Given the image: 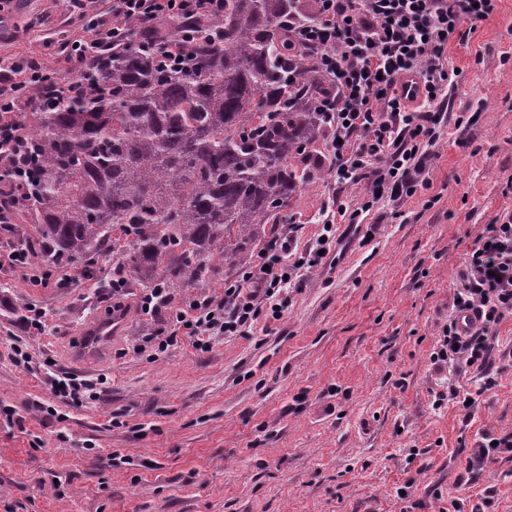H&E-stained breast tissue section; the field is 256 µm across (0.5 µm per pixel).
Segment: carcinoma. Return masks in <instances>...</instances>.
Instances as JSON below:
<instances>
[{"mask_svg":"<svg viewBox=\"0 0 512 512\" xmlns=\"http://www.w3.org/2000/svg\"><path fill=\"white\" fill-rule=\"evenodd\" d=\"M296 0H224L200 23L137 28L112 50L99 89L59 97L19 125L35 148L27 186L37 244L88 267L102 254L145 288H201L250 262V243L285 223L327 131L328 73L290 46ZM200 37L190 65L155 47ZM196 31H192V29H183L180 33V47L179 48H171L167 45H163L162 49L160 46L156 49L159 51V58H162L167 63L173 64H185V55L182 53L184 48H186L189 44H191L197 38ZM181 56V58H179ZM179 59V61H177Z\"/></svg>","mask_w":512,"mask_h":512,"instance_id":"cac0c4a2","label":"carcinoma"}]
</instances>
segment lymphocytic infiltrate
I'll return each instance as SVG.
<instances>
[{
  "mask_svg": "<svg viewBox=\"0 0 512 512\" xmlns=\"http://www.w3.org/2000/svg\"><path fill=\"white\" fill-rule=\"evenodd\" d=\"M95 3L72 0L74 12L89 17L92 36L76 37L64 47L65 74L57 83L48 84L43 65L33 58L9 59L0 71V167L8 168L10 179L0 188V224L12 223L25 207L24 182L35 169L23 131L12 118L22 107L19 88L36 91L41 105L49 106L60 96L82 91L136 26L184 16L212 20L224 11V0H112L103 14ZM494 9V0H315L312 15L289 18L292 40L331 77L322 103L328 115L329 172L342 186H363L364 199L353 209L328 204L329 218L319 238L303 248L299 225H283L261 262L225 279L220 296L176 306L167 289H146L140 297L142 312L171 308L172 327L168 334L144 337V346L159 355L185 336L203 350L217 337L251 335L260 319H281L289 289L303 287L322 266L336 221L361 224L381 200L410 197L429 187V148L445 120L431 106L444 102L455 84L446 66L448 43L461 22H481ZM410 76L424 86L416 106L398 94L399 80ZM453 302L456 311L478 313L480 323L465 335L455 322L444 325L431 361L438 367L476 368L484 373L486 387H493L492 331L512 316V214L486 225L467 255ZM48 381L62 402L78 404L97 400L105 379L52 372Z\"/></svg>",
  "mask_w": 512,
  "mask_h": 512,
  "instance_id": "f902f5d3",
  "label": "lymphocytic infiltrate"
}]
</instances>
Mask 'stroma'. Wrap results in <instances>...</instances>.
I'll use <instances>...</instances> for the list:
<instances>
[{"mask_svg": "<svg viewBox=\"0 0 512 512\" xmlns=\"http://www.w3.org/2000/svg\"><path fill=\"white\" fill-rule=\"evenodd\" d=\"M495 5L448 45L457 78L430 189L381 201L363 224L337 222L323 266L253 335L135 353V339L170 322L140 315L133 288L123 332L79 365L76 341L112 308L111 259L91 279L65 264L64 288L0 269V512H445L475 495L512 512V456L466 468L480 433L512 432V316L494 331L491 390L476 369L438 370L430 359L467 253L485 225L512 213V0ZM82 32L70 0H13L0 59L23 54L54 70ZM332 197L363 200L326 174L297 190L289 215L300 244L320 233ZM31 305L44 310L45 330L28 337ZM14 334L27 365L10 359ZM48 359L107 376L99 400L61 404ZM451 386L475 398L471 413L435 406Z\"/></svg>", "mask_w": 512, "mask_h": 512, "instance_id": "stroma-1", "label": "stroma"}]
</instances>
